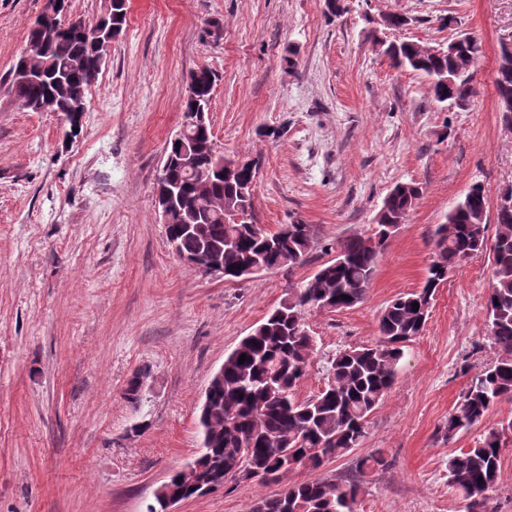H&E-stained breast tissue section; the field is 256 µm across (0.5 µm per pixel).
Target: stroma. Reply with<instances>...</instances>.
I'll list each match as a JSON object with an SVG mask.
<instances>
[{
  "label": "stroma",
  "instance_id": "stroma-1",
  "mask_svg": "<svg viewBox=\"0 0 512 512\" xmlns=\"http://www.w3.org/2000/svg\"><path fill=\"white\" fill-rule=\"evenodd\" d=\"M46 0H0V512H146L153 492L196 455L201 395L226 356L285 297L334 259L330 246L370 231L400 182L422 194L379 257L362 303L312 310L316 354L297 389L325 383L340 350L374 342L384 308L421 288L430 232L473 184L489 203L512 186V112L494 71L512 44V0H128L127 23L91 86L79 137L57 114L30 112L12 70ZM408 18L401 40H483L477 94L435 102L431 81L394 67L376 42L382 15ZM216 75L208 118L226 157L259 159L253 217L273 231L308 224L314 242L293 272L250 280L202 273L169 243L154 195L192 72ZM479 253L437 289L422 333L373 412L363 444L321 468L339 477L382 451L358 512H460L448 459L482 426L442 428L472 376L494 363ZM141 377L140 401L125 389ZM286 481L227 483L178 512H249Z\"/></svg>",
  "mask_w": 512,
  "mask_h": 512
}]
</instances>
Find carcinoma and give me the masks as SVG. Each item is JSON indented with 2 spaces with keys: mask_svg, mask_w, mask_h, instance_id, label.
<instances>
[{
  "mask_svg": "<svg viewBox=\"0 0 512 512\" xmlns=\"http://www.w3.org/2000/svg\"><path fill=\"white\" fill-rule=\"evenodd\" d=\"M71 0H48L46 11L29 30L26 47L16 66L37 72L35 81L11 80V91L31 112H66L76 100L87 98L101 70L92 59L101 48L92 44L80 28L62 30L70 14ZM105 16L117 24L105 41L116 39L127 21V0H108ZM384 53L399 67L428 77L454 73L461 64L483 54L482 41L473 38L467 55L428 52L417 42L388 44ZM497 99L512 102V60L500 68ZM215 75L208 68L191 76L183 116L208 112ZM435 100L455 101L466 107L475 93L474 83L458 79L451 85L433 86ZM181 147L168 144L164 163L168 185L180 192L179 208L169 212L166 233L182 257L204 264L203 243L183 231L187 211L208 209L209 244L227 239L234 247L224 249V271L244 264L265 270L293 271L310 252L313 231L308 224H290L286 233L264 232L250 219L252 198L242 196L257 174V164H246L232 178L202 162L203 179L189 175L180 164ZM422 189L415 182L396 184L387 194L370 234H355L336 243V257L313 276L288 290L287 297L224 359V377L213 385V409L198 417L202 451L198 476L206 483L224 482L228 471H239L260 482L285 476L280 471L287 459L296 467L315 471L330 460L348 454L362 443L370 416L390 392L398 376L406 344L419 336L428 320L425 304L434 298L448 271L464 258L483 251L491 253L490 288L486 322L499 356L494 364L476 373L444 426L448 439L482 423L494 405L512 401V208L496 210L495 235L488 240V224L479 215L488 208L481 185H473L448 212L444 223L430 235L435 259L424 286L393 299L381 313L376 341L347 348L329 359L327 382L316 395L299 399L297 387L315 353L305 313L330 306L335 311L364 301L380 254L407 220ZM419 303L418 310L413 304ZM247 360L239 363L241 355ZM512 436V419L488 427L470 448H461L448 460V483L472 512H488L489 494L501 480V455ZM387 466L382 452L357 460L355 469L336 480L314 477L289 484L280 494L260 498L251 512H353L364 478Z\"/></svg>",
  "mask_w": 512,
  "mask_h": 512,
  "instance_id": "carcinoma-1",
  "label": "carcinoma"
}]
</instances>
